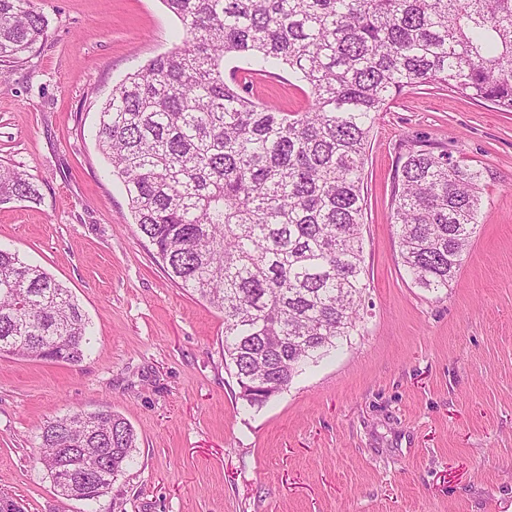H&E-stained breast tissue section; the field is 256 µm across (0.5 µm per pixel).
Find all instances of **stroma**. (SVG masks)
<instances>
[{
	"mask_svg": "<svg viewBox=\"0 0 512 512\" xmlns=\"http://www.w3.org/2000/svg\"><path fill=\"white\" fill-rule=\"evenodd\" d=\"M47 37L0 63V161L37 197L0 204V245L70 288L78 365L0 356V494L23 512H512V112L430 86L379 113L365 164L357 331L262 407L224 361V316L171 281L99 153V109L135 64L180 45L163 0H36ZM307 104L287 70L245 85ZM484 171L480 224L447 290L416 287L390 223L409 141ZM109 409L133 465L93 502L59 496L46 420Z\"/></svg>",
	"mask_w": 512,
	"mask_h": 512,
	"instance_id": "stroma-1",
	"label": "stroma"
}]
</instances>
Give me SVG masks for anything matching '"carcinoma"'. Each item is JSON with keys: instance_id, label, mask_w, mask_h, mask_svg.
<instances>
[{"instance_id": "carcinoma-1", "label": "carcinoma", "mask_w": 512, "mask_h": 512, "mask_svg": "<svg viewBox=\"0 0 512 512\" xmlns=\"http://www.w3.org/2000/svg\"><path fill=\"white\" fill-rule=\"evenodd\" d=\"M183 41L134 68L99 111L98 149L137 233L168 277L224 314V358L261 407L360 321L364 166L394 96L440 85L512 112V0H163ZM47 37L35 0H0V62ZM229 60L246 68L225 70ZM285 66L301 112L239 92ZM483 170L428 141L407 145L392 195L400 258L428 292L450 287L479 224ZM38 195L0 164V203ZM90 343L72 292L0 248V354L80 363ZM110 411L44 424L56 492L93 501L134 462ZM82 473L81 484L73 474Z\"/></svg>"}]
</instances>
